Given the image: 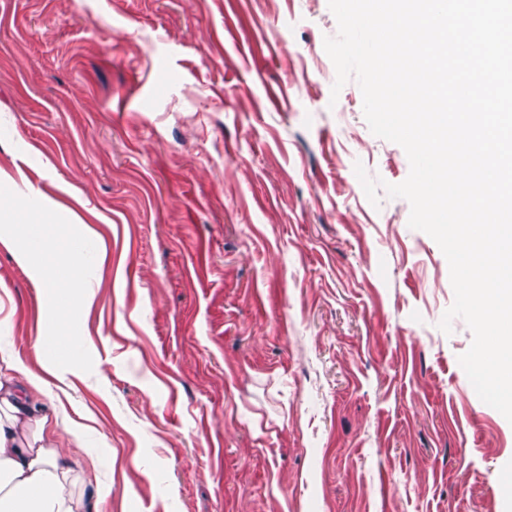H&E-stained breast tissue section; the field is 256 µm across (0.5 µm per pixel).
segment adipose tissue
I'll list each match as a JSON object with an SVG mask.
<instances>
[{
	"instance_id": "1",
	"label": "adipose tissue",
	"mask_w": 512,
	"mask_h": 512,
	"mask_svg": "<svg viewBox=\"0 0 512 512\" xmlns=\"http://www.w3.org/2000/svg\"><path fill=\"white\" fill-rule=\"evenodd\" d=\"M8 367L12 377L0 380V512H87L52 418L33 396L45 380L23 363Z\"/></svg>"
}]
</instances>
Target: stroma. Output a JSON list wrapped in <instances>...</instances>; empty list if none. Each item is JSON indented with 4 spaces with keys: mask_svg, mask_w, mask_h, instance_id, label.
<instances>
[{
    "mask_svg": "<svg viewBox=\"0 0 512 512\" xmlns=\"http://www.w3.org/2000/svg\"><path fill=\"white\" fill-rule=\"evenodd\" d=\"M328 0H0V169L102 237L93 369L50 378L99 512H512V423L438 323L454 300ZM0 357L46 370L0 245Z\"/></svg>",
    "mask_w": 512,
    "mask_h": 512,
    "instance_id": "35a3bbf8",
    "label": "stroma"
}]
</instances>
